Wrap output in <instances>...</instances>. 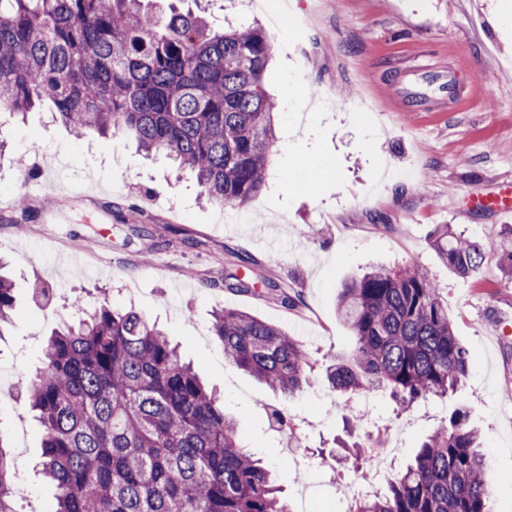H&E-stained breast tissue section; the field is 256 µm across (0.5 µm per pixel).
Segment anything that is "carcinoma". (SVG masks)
Wrapping results in <instances>:
<instances>
[{
  "label": "carcinoma",
  "mask_w": 512,
  "mask_h": 512,
  "mask_svg": "<svg viewBox=\"0 0 512 512\" xmlns=\"http://www.w3.org/2000/svg\"><path fill=\"white\" fill-rule=\"evenodd\" d=\"M143 2L0 0V112L14 119L49 101L76 134L127 138L190 171L208 200L246 205L265 185L277 142V102L263 80L271 36L258 25L215 29L190 8L157 16ZM431 238L462 278L497 250L447 224ZM13 306L0 275V324ZM74 308L25 380L54 512H292L241 443L239 421L149 318L107 300ZM337 311L353 345L326 366L335 391L384 390L402 412L455 393L469 376L448 304L411 262L351 279ZM212 333L231 364L273 390L293 397L308 385L310 357L281 327L224 307ZM12 464L0 436V512H15ZM492 494L479 432L461 405L351 512H489Z\"/></svg>",
  "instance_id": "obj_1"
}]
</instances>
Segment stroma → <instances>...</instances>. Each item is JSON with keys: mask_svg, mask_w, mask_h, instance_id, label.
<instances>
[{"mask_svg": "<svg viewBox=\"0 0 512 512\" xmlns=\"http://www.w3.org/2000/svg\"><path fill=\"white\" fill-rule=\"evenodd\" d=\"M267 2L258 9L212 0L208 10L217 27L243 18L282 31L266 73L279 102L277 145L267 186L247 205L206 202L164 157L145 158L119 136H75L48 105L0 137V259L15 297L0 334V430L24 423L14 466L31 488L17 512L55 507L38 467L41 427L19 382L39 366L46 339L77 299H106L155 321L220 394L225 412L239 417L242 444L268 462L292 512L301 489L323 503L344 482L360 486L353 461L332 457L348 438L344 415L363 408L362 398L331 391L322 376L351 347L336 298L348 278L408 261L434 279L476 363L456 393L398 415L373 395L380 453L405 467L418 441L464 403L490 472H512V284L498 255L463 279L430 245L435 226L448 224L512 248V221L488 204L501 182H512V0H290L284 13L278 0ZM38 169L79 194L28 185ZM19 195L35 207L54 199L64 215L22 220L13 209ZM117 204L135 207L146 232L115 223ZM61 250L76 264L59 265ZM83 261L110 263L112 274L87 277ZM247 269L276 291L225 288L226 274ZM285 295L294 306L282 303ZM224 307L300 341L316 363L310 386L287 400L230 364L211 334ZM276 409L288 426L270 427Z\"/></svg>", "mask_w": 512, "mask_h": 512, "instance_id": "1", "label": "stroma"}]
</instances>
